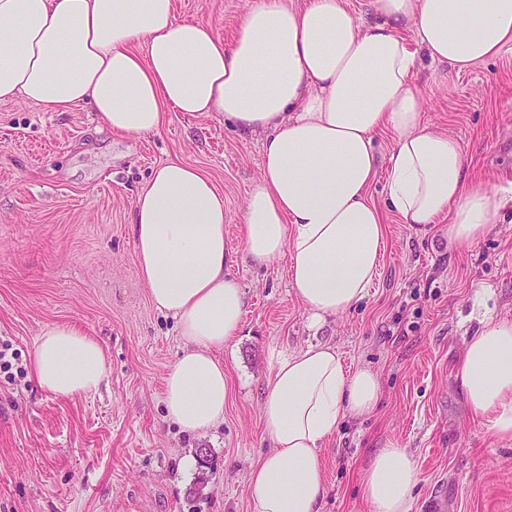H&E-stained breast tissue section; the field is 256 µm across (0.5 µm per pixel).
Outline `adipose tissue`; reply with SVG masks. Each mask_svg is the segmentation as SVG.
I'll return each instance as SVG.
<instances>
[{
	"label": "adipose tissue",
	"instance_id": "obj_1",
	"mask_svg": "<svg viewBox=\"0 0 512 512\" xmlns=\"http://www.w3.org/2000/svg\"><path fill=\"white\" fill-rule=\"evenodd\" d=\"M248 0L231 41L181 21L175 0H0V100L49 112L88 104L112 134L156 133L166 109L217 112L267 132L261 174L241 216L243 255L260 269L288 258L308 326L361 301L385 239L384 213L408 224L448 216V248L486 234L507 199L471 176L462 143L432 130L415 75L418 53L457 72L512 47V0ZM393 144L379 161L374 135ZM387 166L384 206L370 187ZM138 274L154 306L173 316L185 347L165 379L166 416L203 433L224 419V363L244 291L227 274L224 196L172 160L140 186L132 213ZM34 378L59 397L108 386L103 347L74 326L47 327ZM455 379L472 415L512 440V319L484 315ZM370 370L345 371L335 347L278 360L267 381L264 429L273 443L253 469L257 512H320L321 446L345 416L377 407ZM416 466L402 448L378 450L362 480L372 512H411Z\"/></svg>",
	"mask_w": 512,
	"mask_h": 512
}]
</instances>
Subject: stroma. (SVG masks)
Masks as SVG:
<instances>
[{
    "label": "stroma",
    "instance_id": "35a3bbf8",
    "mask_svg": "<svg viewBox=\"0 0 512 512\" xmlns=\"http://www.w3.org/2000/svg\"><path fill=\"white\" fill-rule=\"evenodd\" d=\"M246 0H176L179 18L233 35ZM419 91L433 129L459 139L472 173L512 187V49L459 73L421 61ZM263 134L217 112H169L149 136L113 135L89 106L48 112L0 102V340L22 372L0 376V512H256L252 466L271 442L262 422L276 361L316 342L347 369L377 373L382 399L344 419L321 449L322 512H370L362 476L382 448L412 456L411 512H512V441L468 410L455 367L478 326L475 294L512 317V206L475 246L448 249V219L385 220V250L366 297L319 334L280 260L243 259L240 217L261 174ZM180 160L224 195L225 237L245 313L226 342L224 421L188 435L164 416V378L184 347L174 319L155 309L137 273L130 216L140 183ZM51 325L83 329L105 349L110 384L63 398L40 389L31 358ZM210 451L205 486L180 473Z\"/></svg>",
    "mask_w": 512,
    "mask_h": 512
}]
</instances>
